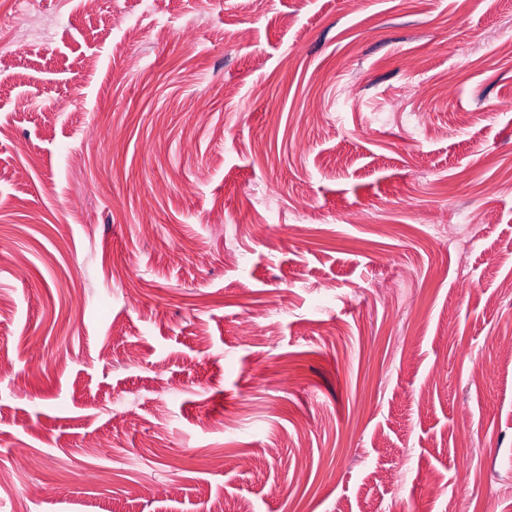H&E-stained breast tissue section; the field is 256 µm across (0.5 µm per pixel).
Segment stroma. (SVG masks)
I'll return each mask as SVG.
<instances>
[{
  "instance_id": "1",
  "label": "stroma",
  "mask_w": 512,
  "mask_h": 512,
  "mask_svg": "<svg viewBox=\"0 0 512 512\" xmlns=\"http://www.w3.org/2000/svg\"><path fill=\"white\" fill-rule=\"evenodd\" d=\"M37 22L0 0V512H512V0Z\"/></svg>"
}]
</instances>
